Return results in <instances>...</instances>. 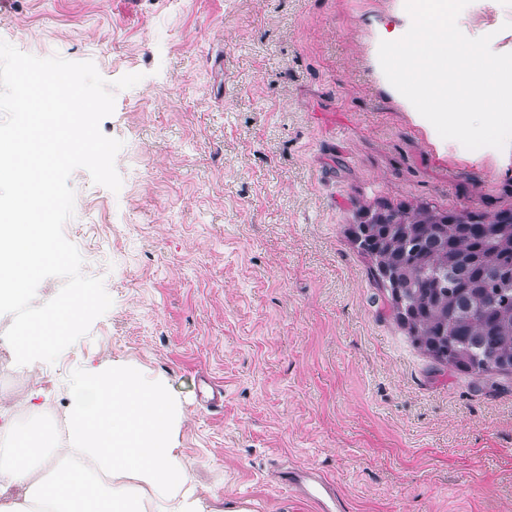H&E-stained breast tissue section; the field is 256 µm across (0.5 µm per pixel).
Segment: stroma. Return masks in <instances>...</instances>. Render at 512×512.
<instances>
[{"mask_svg": "<svg viewBox=\"0 0 512 512\" xmlns=\"http://www.w3.org/2000/svg\"><path fill=\"white\" fill-rule=\"evenodd\" d=\"M404 0H0V40L93 62L115 93L119 192L75 169L64 235L113 300L55 363H15L0 423L59 450L81 371L163 380L191 484L234 512H314L271 481L306 465L347 512H512V375L448 374L384 313L347 229L362 209L512 210V161L441 138L384 75ZM512 53V0L463 10ZM224 387L207 409L201 378Z\"/></svg>", "mask_w": 512, "mask_h": 512, "instance_id": "1", "label": "stroma"}]
</instances>
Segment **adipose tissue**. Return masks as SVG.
Listing matches in <instances>:
<instances>
[{"label":"adipose tissue","instance_id":"adipose-tissue-1","mask_svg":"<svg viewBox=\"0 0 512 512\" xmlns=\"http://www.w3.org/2000/svg\"><path fill=\"white\" fill-rule=\"evenodd\" d=\"M182 420L162 381L122 365L77 375L66 422L72 462L51 482L32 463L36 434L0 446V512H222L181 467Z\"/></svg>","mask_w":512,"mask_h":512}]
</instances>
